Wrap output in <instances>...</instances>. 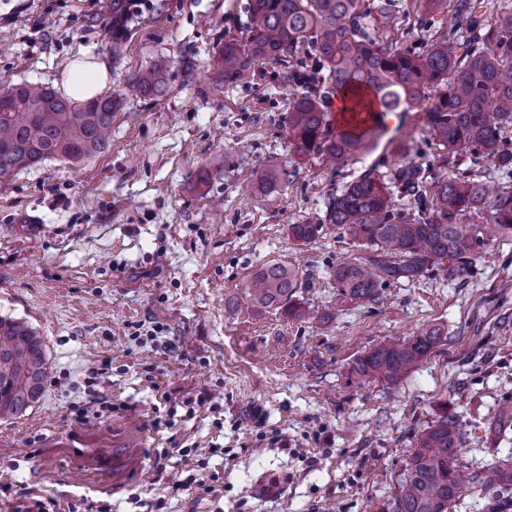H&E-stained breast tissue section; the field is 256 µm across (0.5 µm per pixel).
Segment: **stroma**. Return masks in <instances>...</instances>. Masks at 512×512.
<instances>
[{"label": "stroma", "instance_id": "stroma-1", "mask_svg": "<svg viewBox=\"0 0 512 512\" xmlns=\"http://www.w3.org/2000/svg\"><path fill=\"white\" fill-rule=\"evenodd\" d=\"M248 0H142L112 54V0H0V86L60 88L74 60L106 61L120 96L109 149L73 166L50 159L0 182V314L44 339L50 376L24 416L0 420V512L50 498L112 512H393L420 432L448 405L467 436L460 465L512 455V432L484 424L512 403V232L486 212L462 216L482 256L450 281L389 285L355 308L333 273L355 245L324 224V202L370 167L401 161L432 176L468 174L491 189L512 176L481 152H448L423 112H388L387 138L341 168L288 141L283 64L246 82L208 71L225 40H246ZM171 62L160 97L127 80ZM295 174L266 195L270 163ZM323 223L309 242L292 224ZM276 260L298 266L297 300L328 323L254 308L242 282ZM447 335L399 385L351 381L353 361L428 326ZM112 409L102 412V402ZM215 492L178 489L180 452ZM272 486L256 493L257 483Z\"/></svg>", "mask_w": 512, "mask_h": 512}]
</instances>
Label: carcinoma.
Returning a JSON list of instances; mask_svg holds the SVG:
<instances>
[{
    "mask_svg": "<svg viewBox=\"0 0 512 512\" xmlns=\"http://www.w3.org/2000/svg\"><path fill=\"white\" fill-rule=\"evenodd\" d=\"M448 0H423L415 27L420 47L406 45L408 30L394 31L398 0H380L374 10L363 0H250V34L245 44L227 40L209 67L223 81H241L259 59L289 63L283 75L291 103L288 137L305 157L336 161L375 150L385 134L381 112H427L431 135L450 151L477 149L499 169L512 171V149L501 132L512 124V13L487 20L479 0H454V24L436 29L428 16ZM310 49L317 66L303 68L299 51ZM170 63L164 58L132 76L128 90L162 95ZM347 92L367 112L359 130L332 131L325 99ZM119 100L110 94L76 101L38 84L0 89V180L39 163L62 158L84 162L110 147ZM294 174L275 165L260 179L263 188L283 187ZM410 205L396 211L389 186L370 168L343 189L327 195L319 224H291L290 235L308 242L323 224H334L360 254L336 264L342 302H371L381 288L413 282L430 273L461 276L481 253L484 241L459 217L483 210L486 190L470 177L431 180L428 169L404 163L393 178ZM493 222L512 231V189L491 202ZM302 277L296 267L269 261L253 272L245 294L258 308L306 317L296 301ZM444 332L429 326L408 339L390 340L359 355L351 376L397 385L443 343ZM49 377L44 341L27 322L0 315V419L20 417L41 399ZM465 438L457 416L441 411L420 434L407 465L395 512H452L463 493L512 490V458L471 475L458 466Z\"/></svg>",
    "mask_w": 512,
    "mask_h": 512,
    "instance_id": "1",
    "label": "carcinoma"
}]
</instances>
